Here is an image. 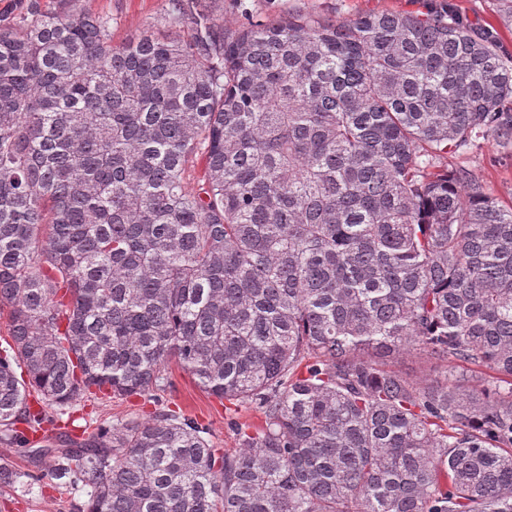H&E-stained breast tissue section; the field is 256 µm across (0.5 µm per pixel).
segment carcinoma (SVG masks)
Returning a JSON list of instances; mask_svg holds the SVG:
<instances>
[{
    "instance_id": "cac0c4a2",
    "label": "carcinoma",
    "mask_w": 512,
    "mask_h": 512,
    "mask_svg": "<svg viewBox=\"0 0 512 512\" xmlns=\"http://www.w3.org/2000/svg\"><path fill=\"white\" fill-rule=\"evenodd\" d=\"M487 133L512 144V55L448 6L115 46L26 0L0 19V444L163 393L175 358L261 423L221 457L169 409L53 448L78 512H512V207L437 165ZM414 348L480 384L380 362Z\"/></svg>"
}]
</instances>
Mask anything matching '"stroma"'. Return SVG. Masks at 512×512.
Instances as JSON below:
<instances>
[{
    "instance_id": "35a3bbf8",
    "label": "stroma",
    "mask_w": 512,
    "mask_h": 512,
    "mask_svg": "<svg viewBox=\"0 0 512 512\" xmlns=\"http://www.w3.org/2000/svg\"><path fill=\"white\" fill-rule=\"evenodd\" d=\"M192 10H204L235 30L262 23L290 11L330 20H350L376 11H427L451 4L475 26L493 31L503 49L512 54V22H505L498 0H189ZM93 13L112 20V42L120 45L136 37L147 24L157 22L166 0H82ZM442 166L461 169L479 182L501 206L512 205V146H501L494 136L481 138L478 147L442 159ZM387 369L410 380L429 385L447 378V364L414 351L385 357ZM171 388L160 395L80 402L75 408L74 431L115 422H131L155 409L182 412L206 425L217 455L238 446L237 429L260 422L247 407L225 409L219 400L200 389L188 373L170 365ZM54 465L53 456L33 459L29 447L0 445V512H75L77 502L64 489L40 482L43 471Z\"/></svg>"
}]
</instances>
